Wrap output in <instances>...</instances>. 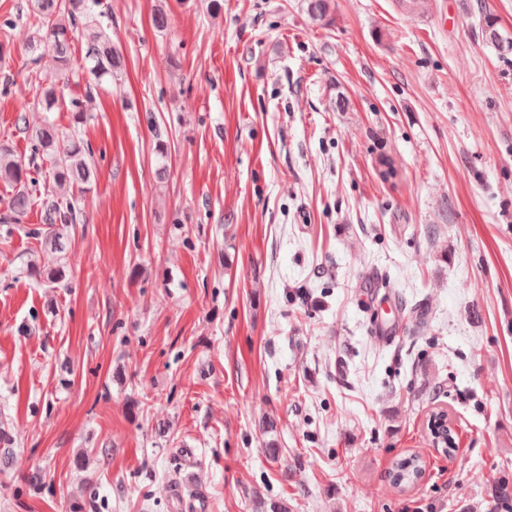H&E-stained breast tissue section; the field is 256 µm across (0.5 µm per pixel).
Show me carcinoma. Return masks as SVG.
Wrapping results in <instances>:
<instances>
[{
	"label": "carcinoma",
	"mask_w": 512,
	"mask_h": 512,
	"mask_svg": "<svg viewBox=\"0 0 512 512\" xmlns=\"http://www.w3.org/2000/svg\"><path fill=\"white\" fill-rule=\"evenodd\" d=\"M332 0H308V13L316 22L331 21ZM105 13H94L89 0H30L26 23L31 34L25 51L34 62L51 53L63 71L71 62V45L75 38L84 43V62L88 78L85 96L103 79L123 70L124 58L112 45L104 24ZM499 22L492 16L483 18L482 35L502 53L512 51V41L501 37ZM35 99L44 112L62 109L72 113L74 123L87 120L83 101L66 98L62 85L51 84L37 89ZM32 152L28 160L14 154L7 144H0V180L11 185L14 193L7 208L0 213V224H18L31 203L39 201L42 227L33 231L41 245L56 252L65 249L64 229L82 219L79 194L95 180L96 167L92 149L72 131L64 133L56 124L46 121L31 132ZM423 474L422 460L415 454L393 462L389 472L392 484L404 488L417 483Z\"/></svg>",
	"instance_id": "obj_1"
}]
</instances>
